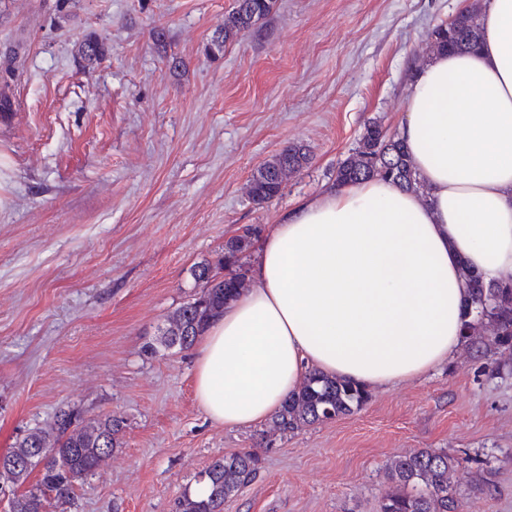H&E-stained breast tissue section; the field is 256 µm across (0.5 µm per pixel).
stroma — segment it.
I'll return each mask as SVG.
<instances>
[{"instance_id": "stroma-1", "label": "stroma", "mask_w": 512, "mask_h": 512, "mask_svg": "<svg viewBox=\"0 0 512 512\" xmlns=\"http://www.w3.org/2000/svg\"><path fill=\"white\" fill-rule=\"evenodd\" d=\"M468 2L278 0L217 53L233 0H0V45L21 48L0 112V453L68 403L127 419L70 512H175L215 457L249 449L261 468L224 512H378L387 464L422 448L467 458L462 512H512L510 353L460 348L279 436L211 422L195 350L158 345L194 266L327 189L368 121L397 131L433 27ZM89 35L106 48L91 67ZM291 144L308 165L255 207L252 174Z\"/></svg>"}]
</instances>
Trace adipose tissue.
I'll list each match as a JSON object with an SVG mask.
<instances>
[{
    "mask_svg": "<svg viewBox=\"0 0 512 512\" xmlns=\"http://www.w3.org/2000/svg\"><path fill=\"white\" fill-rule=\"evenodd\" d=\"M482 38L418 66L397 134L428 196L370 178L298 200L206 329L196 399L227 428L263 423L317 370L363 388L419 378L461 344L469 288L512 275V0Z\"/></svg>",
    "mask_w": 512,
    "mask_h": 512,
    "instance_id": "ef3b65f1",
    "label": "adipose tissue"
}]
</instances>
